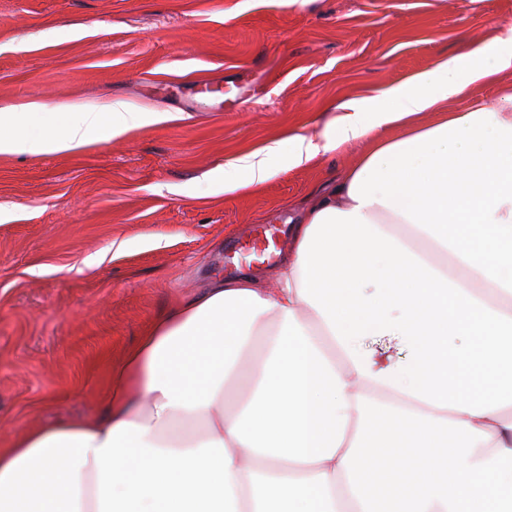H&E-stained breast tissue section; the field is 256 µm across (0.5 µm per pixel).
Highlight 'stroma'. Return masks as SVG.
<instances>
[{
    "label": "stroma",
    "mask_w": 512,
    "mask_h": 512,
    "mask_svg": "<svg viewBox=\"0 0 512 512\" xmlns=\"http://www.w3.org/2000/svg\"><path fill=\"white\" fill-rule=\"evenodd\" d=\"M512 0H0V109L124 103L167 120L112 140L0 155V447L28 427L100 415L111 366L161 314L246 271L267 288L292 220L367 149L289 161L339 102L368 99L480 46ZM217 85L181 112L175 77ZM269 147L275 175L225 193ZM278 250L238 259L257 226Z\"/></svg>",
    "instance_id": "1"
}]
</instances>
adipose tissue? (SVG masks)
<instances>
[{
	"label": "adipose tissue",
	"mask_w": 512,
	"mask_h": 512,
	"mask_svg": "<svg viewBox=\"0 0 512 512\" xmlns=\"http://www.w3.org/2000/svg\"><path fill=\"white\" fill-rule=\"evenodd\" d=\"M509 68L474 48L293 136L297 166L369 148L305 209L275 292L243 274L157 320L101 415L0 449V512H512V87L468 98ZM162 119L30 102L0 113V154ZM381 333L406 363L357 352Z\"/></svg>",
	"instance_id": "adipose-tissue-1"
}]
</instances>
